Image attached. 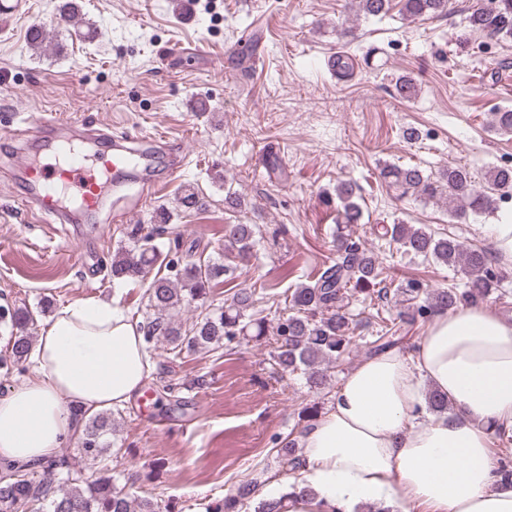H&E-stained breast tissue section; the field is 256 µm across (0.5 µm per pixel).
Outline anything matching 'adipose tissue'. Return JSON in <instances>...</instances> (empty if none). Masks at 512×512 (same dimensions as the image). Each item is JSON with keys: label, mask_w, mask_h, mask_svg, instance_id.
<instances>
[{"label": "adipose tissue", "mask_w": 512, "mask_h": 512, "mask_svg": "<svg viewBox=\"0 0 512 512\" xmlns=\"http://www.w3.org/2000/svg\"><path fill=\"white\" fill-rule=\"evenodd\" d=\"M148 368L143 335L117 303L65 305L38 338L31 376L0 397V466L56 454L75 430L71 407L130 401ZM429 387L451 410L427 411ZM499 428L512 432V318L486 303L436 310L409 352L376 353L345 375L301 436L288 512H512L490 449Z\"/></svg>", "instance_id": "ef3b65f1"}]
</instances>
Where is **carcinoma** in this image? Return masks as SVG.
Wrapping results in <instances>:
<instances>
[{"label":"carcinoma","instance_id":"obj_1","mask_svg":"<svg viewBox=\"0 0 512 512\" xmlns=\"http://www.w3.org/2000/svg\"><path fill=\"white\" fill-rule=\"evenodd\" d=\"M358 12L364 17H382L390 7L389 0H357ZM449 0H402L403 15L407 18L443 16L448 14ZM466 21L471 29L491 39L512 38V0H488L471 11ZM492 128L502 136L512 135V110L503 108L493 113ZM387 186L401 196H415L424 200L445 199L453 204L452 216L466 219L493 214L498 201L512 194V169L493 168L485 173V187H478L470 171L460 165L439 170L436 176L426 175L416 166L387 164L382 168ZM336 198L340 201L336 224V263L326 265L290 294L286 316L279 319L274 360L281 372L301 373L313 387L328 384V369L349 358L354 336V314L345 304L347 290L388 300L390 290L381 286V270L377 256L360 242L352 239L350 225L359 223L362 211L357 202L356 185L352 181L336 184ZM185 211L197 210L203 201L198 191L186 186L178 197ZM160 224L151 231L134 224L126 231L127 239L135 246V253L117 252L110 266L112 279L129 281L142 278L158 266L167 274L154 277L146 291L147 303L143 321L139 324L146 343L164 341L172 353L183 351L206 353L224 341L263 338L267 335L265 320L247 315L256 303V290L238 288L224 306L215 310L206 306L210 288L224 278L229 268L217 262L198 261L180 263L155 244V237L165 232L169 214L158 212ZM384 235L404 248V251L425 260L457 268L466 279V290L456 288L426 292L416 280L400 284L397 291L407 296L411 314L409 320L427 318L436 309H451L458 301H477L492 294L500 278L492 271L488 251L467 248L451 236L434 233L410 224L383 226ZM256 234L254 224H231L225 238L228 252L243 256L249 252ZM426 295L425 304L417 303ZM196 305L199 313L185 323L175 319L182 309ZM0 321L17 329L11 337V352L0 358V369H25L33 349V337L27 332L34 325V311L26 307H0ZM394 323L382 321L380 330L369 341V352L377 353L399 345ZM116 432L113 412L104 411L88 418L79 438L77 457H51L39 463L6 465L0 468V512H160L158 501L136 498L114 485L112 467L106 452L112 447ZM502 444L499 451V473L512 483V467L506 460L512 456V436L496 430ZM280 462L295 470L299 465L296 439H274ZM258 479L241 481L224 499L208 507V512H241L255 497ZM296 486L277 499H260L254 512H283L285 501L294 496Z\"/></svg>","mask_w":512,"mask_h":512}]
</instances>
